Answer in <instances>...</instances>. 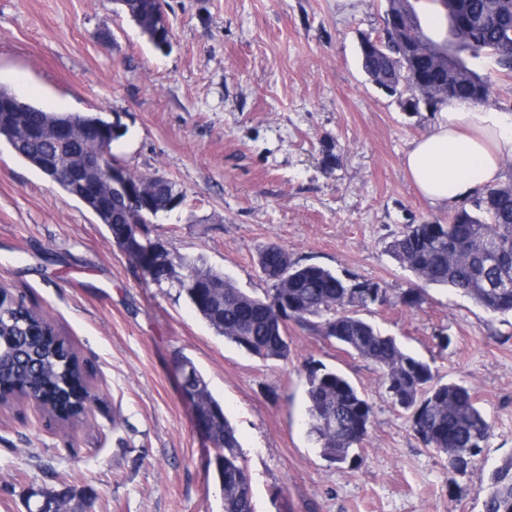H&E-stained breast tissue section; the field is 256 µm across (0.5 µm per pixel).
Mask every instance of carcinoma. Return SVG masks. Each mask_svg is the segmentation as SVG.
<instances>
[{
	"label": "carcinoma",
	"instance_id": "1",
	"mask_svg": "<svg viewBox=\"0 0 512 512\" xmlns=\"http://www.w3.org/2000/svg\"><path fill=\"white\" fill-rule=\"evenodd\" d=\"M127 14L143 36L158 51L170 46L171 26L162 0H113ZM471 16L467 28L450 33L423 30L415 7H410L414 28L424 31L433 42L452 35L457 61L448 66L455 80L479 88L480 102L492 93L491 85L471 66L486 54L499 70L512 74V0H457ZM371 53L361 56L363 70L393 93H413L409 77L390 31ZM19 100L24 113L0 112V140H5L16 157L41 172L64 193L78 199L106 225L113 239L133 232L135 224H151L159 215L173 210L180 192L169 179L136 175L148 187L146 209L125 223L113 222L121 215L117 205L112 213L100 208L83 190L63 176V171L80 164V157L61 151L51 135L57 125L73 127L87 121L108 124L99 113L47 112L0 86V100ZM387 251L413 272L417 282L398 300L415 308L423 300L425 288L439 286L462 294L491 315L512 314V181L487 187L471 208L458 209L447 224H406L388 244ZM288 255L277 244L265 246L258 255V266L270 282L264 297L249 295L223 273L203 268L196 261L181 258L157 269L155 282H168L179 288L196 313L214 331L246 353L262 360L286 361L289 343L272 333L279 311L290 309L286 318L306 326L317 335L334 340L358 356L373 362L392 403L409 413L411 428L423 445L448 457L454 474H464L478 461L492 434V424L478 407L470 389L458 383L436 380L432 367L419 359L394 336L383 333L360 312L389 302L386 289L372 279L350 273H337L315 264L301 265L287 259L279 278L267 274L268 262ZM50 325L33 308L25 305L17 314L0 317V392L29 394V389L49 395L72 409L66 419L82 411L81 391L86 389L82 368L68 343L46 333ZM198 395L197 408L212 421L215 474L224 497V512H255L250 477L242 461L235 429L221 404L211 395L199 370H194ZM307 434L321 456L346 464L359 457L373 414L372 405L344 375L322 364L306 368ZM483 493L484 512H512V457L494 468Z\"/></svg>",
	"mask_w": 512,
	"mask_h": 512
}]
</instances>
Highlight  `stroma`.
Instances as JSON below:
<instances>
[{"label": "stroma", "mask_w": 512, "mask_h": 512, "mask_svg": "<svg viewBox=\"0 0 512 512\" xmlns=\"http://www.w3.org/2000/svg\"><path fill=\"white\" fill-rule=\"evenodd\" d=\"M167 3L173 36L161 53L112 0H0V85L49 112L118 117L113 153L183 194L147 227L172 258L257 296L269 289L258 253L272 243L300 264L382 281L390 301L366 320L441 382L468 387L493 432L476 467L449 476L374 363L293 322L288 361L238 349L2 141L0 287L66 340L95 404L82 423L27 401L0 406V512H26L27 489L64 484L84 512H223L211 444L181 394L185 357L236 430L256 512H483L479 487L512 456V315L438 287L418 307L398 301L414 276L388 243L449 212L421 198L402 165L436 113L407 111L361 67L360 39L381 35L386 0ZM312 361L373 406L356 463L326 460L307 435Z\"/></svg>", "instance_id": "obj_1"}]
</instances>
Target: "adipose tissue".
I'll return each instance as SVG.
<instances>
[{
	"instance_id": "adipose-tissue-1",
	"label": "adipose tissue",
	"mask_w": 512,
	"mask_h": 512,
	"mask_svg": "<svg viewBox=\"0 0 512 512\" xmlns=\"http://www.w3.org/2000/svg\"><path fill=\"white\" fill-rule=\"evenodd\" d=\"M512 157V114L450 105L404 157L407 175L431 205L448 209L504 178Z\"/></svg>"
}]
</instances>
